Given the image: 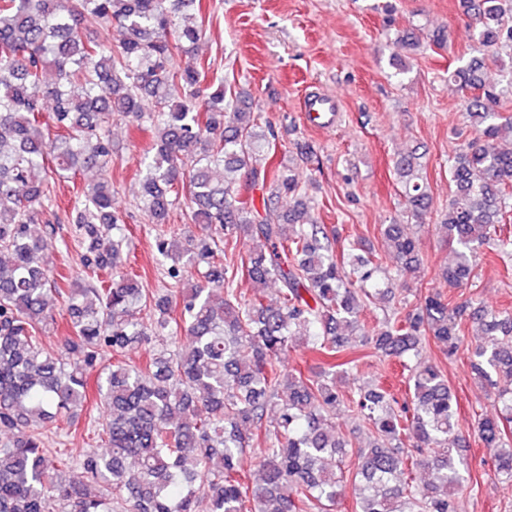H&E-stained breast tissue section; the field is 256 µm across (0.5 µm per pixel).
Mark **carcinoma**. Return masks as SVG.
I'll list each match as a JSON object with an SVG mask.
<instances>
[{"instance_id":"1","label":"carcinoma","mask_w":512,"mask_h":512,"mask_svg":"<svg viewBox=\"0 0 512 512\" xmlns=\"http://www.w3.org/2000/svg\"><path fill=\"white\" fill-rule=\"evenodd\" d=\"M196 0H0V512H332L344 494L336 457L355 449V512H458L453 490L470 476L450 444L457 399L446 375L422 357L432 338L456 355L465 318L480 336L472 349L474 378L496 390L499 412L478 418L498 480L512 486V313L432 294L404 313L394 308L368 333L359 318L365 301L386 299L388 271L371 253L337 255L335 232L307 217L301 186L287 169L260 203L239 197L237 172L275 141L257 112H243L235 81L211 74L209 59L192 55L199 30L179 26ZM481 24L478 51L512 60V0H461ZM116 25L124 38L84 37L86 22ZM485 57L448 74L465 92L463 109L475 137L448 166L451 190L439 229L448 245L442 275L456 288L472 275L483 250L512 255L503 218L512 198V95L506 83L487 85ZM55 79L45 80L46 69ZM51 102V111L45 103ZM149 123L152 133L141 198L149 220L166 224L174 205L210 234L186 248L156 236L160 255L174 261L173 288L155 293L123 271L125 228L106 178L83 191L75 207L81 267L87 286L65 290L54 275L47 238L29 225L46 218L55 179L83 167L104 173L112 163V121ZM394 167L415 215L430 196L414 157ZM294 198L287 214L281 195ZM242 234L264 243L230 256L224 244ZM386 242L398 273L419 269L418 236L410 224H387ZM203 265L202 279L183 287L181 270ZM254 289L274 280L279 303L238 296V274ZM65 298V355L44 343L52 305ZM149 313L150 324L139 318ZM191 336L188 345L178 333ZM293 342L327 364L318 379L278 364ZM144 345L137 364L127 350ZM371 347L407 370L411 400L379 386L356 399L336 390V369L357 368L342 356ZM112 362L103 364V353ZM96 374L106 418L98 436L105 452L79 456L46 447L45 424L61 426L87 399ZM278 406L277 427L261 430ZM348 406L372 441L353 445L336 436L332 416ZM257 473L245 468L255 432ZM413 447L404 446L405 440ZM135 462L128 471L127 460ZM428 469L432 481L414 484Z\"/></svg>"}]
</instances>
